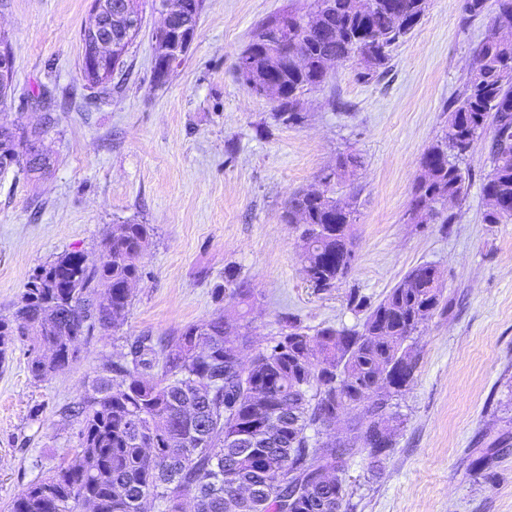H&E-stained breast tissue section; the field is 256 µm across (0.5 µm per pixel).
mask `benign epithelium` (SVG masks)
Returning <instances> with one entry per match:
<instances>
[{"mask_svg": "<svg viewBox=\"0 0 512 512\" xmlns=\"http://www.w3.org/2000/svg\"><path fill=\"white\" fill-rule=\"evenodd\" d=\"M134 0H122L114 5L112 0H91L92 20L81 33V64L83 68L93 70L101 60H108L111 66H117L128 51L136 34V25L114 35L110 28L112 9L127 11ZM183 3H159L158 10L164 15V21L156 32V40L161 49L156 53L153 67L157 77L162 78L189 49L194 39V29L186 24L174 25L175 15L182 10ZM13 71L11 48L0 45V84L9 83Z\"/></svg>", "mask_w": 512, "mask_h": 512, "instance_id": "7a95c632", "label": "benign epithelium"}]
</instances>
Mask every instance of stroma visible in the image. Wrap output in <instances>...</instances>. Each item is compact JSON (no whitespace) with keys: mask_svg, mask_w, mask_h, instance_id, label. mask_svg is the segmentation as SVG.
Returning a JSON list of instances; mask_svg holds the SVG:
<instances>
[{"mask_svg":"<svg viewBox=\"0 0 512 512\" xmlns=\"http://www.w3.org/2000/svg\"><path fill=\"white\" fill-rule=\"evenodd\" d=\"M313 0H204L180 64L156 78L161 16L142 0L141 30L108 89L81 73L90 0H0L14 88L0 113L42 134L51 165L27 178L0 172V318L32 275L70 251L95 260L113 225H151L143 278L119 338L79 343L77 361L34 381L19 341L0 365V507L59 465L80 423L63 416L126 339L168 336L226 302L224 270L256 294L243 313L253 339L277 336L282 316L310 329L360 324L350 293L380 300L413 266L442 275L448 310L413 338L420 360L394 410L402 425L381 462L348 459L352 512H512V220L483 221L482 183L493 131L462 160L467 194L451 224H413L406 212L420 159L447 124L485 36L487 17L462 22L461 0H430L383 73L360 79L350 58L299 99L301 124L273 119L275 102L235 72L261 24L306 13ZM362 162L336 196L356 209V259L327 290L306 282L289 198L318 187L337 153ZM487 459V470L473 466Z\"/></svg>","mask_w":512,"mask_h":512,"instance_id":"obj_1","label":"stroma"}]
</instances>
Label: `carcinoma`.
<instances>
[{
  "instance_id": "1",
  "label": "carcinoma",
  "mask_w": 512,
  "mask_h": 512,
  "mask_svg": "<svg viewBox=\"0 0 512 512\" xmlns=\"http://www.w3.org/2000/svg\"><path fill=\"white\" fill-rule=\"evenodd\" d=\"M462 0V21L489 15L486 35L461 99L449 108L443 134L424 152L409 203L413 224H451L448 203L468 185L459 165L488 126L494 127L490 170L483 179L486 224L512 218V0ZM429 0H315L306 14L284 13L263 24L240 54L238 77L277 85L275 120L300 123V96L321 86L328 60L362 57L366 78L385 66L394 46L421 22ZM288 22V53L306 57L298 70L282 62L267 38ZM30 136L0 116V169L38 177L49 158ZM359 166L342 155L322 173L327 186L353 182ZM334 191L294 195L284 215L300 231L301 261L314 288H334L352 271L354 211L336 207ZM147 224L112 225L96 262L80 252L58 256L28 283L9 319H0V364L15 339L29 343L28 370L42 382L78 358L76 343L124 325L142 280L150 245ZM224 298L250 305L248 280L224 270ZM365 313L359 328L314 332L287 319L269 344L254 346L249 325L220 311L178 332L127 341L90 389L63 410L81 428L71 457L27 485L6 512H348L346 458L390 455L398 417L393 398L413 381L419 352L408 343L420 324L445 310L437 269L419 263L378 302L350 295ZM363 420L336 437V413Z\"/></svg>"
}]
</instances>
